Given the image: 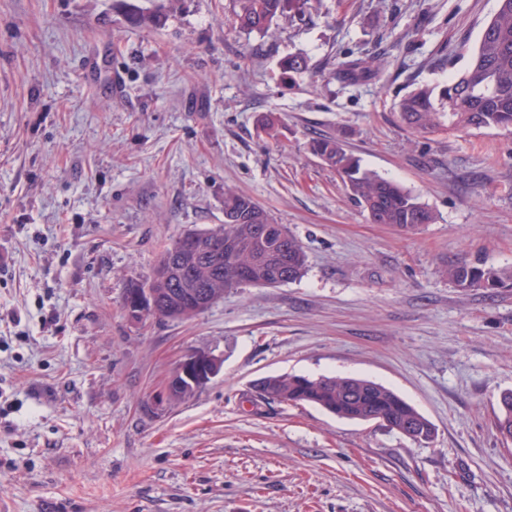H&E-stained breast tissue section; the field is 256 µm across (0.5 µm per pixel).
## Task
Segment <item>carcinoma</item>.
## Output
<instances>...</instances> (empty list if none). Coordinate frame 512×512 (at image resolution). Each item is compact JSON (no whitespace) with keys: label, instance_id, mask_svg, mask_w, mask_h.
<instances>
[{"label":"carcinoma","instance_id":"carcinoma-1","mask_svg":"<svg viewBox=\"0 0 512 512\" xmlns=\"http://www.w3.org/2000/svg\"><path fill=\"white\" fill-rule=\"evenodd\" d=\"M497 10L484 26L468 66L448 84H424L396 104L400 120L420 134L466 132L470 129L512 127V0H497ZM299 0H230L237 27L264 32L273 20ZM309 69L308 59L292 55L281 63L282 74L292 76ZM311 149L336 170L344 185L368 212L374 224H389L415 231L434 220L432 211L399 185L361 169L336 138H320ZM224 225L195 234L200 247L179 250L175 241L161 254L152 279L133 282L123 298L130 309L146 288L153 292L145 314L160 319H186L203 311L199 303L213 301L224 291L243 284L278 286L301 276L306 256L300 242L270 227L266 211L250 197L224 193ZM220 238L234 244L230 256L215 251L210 241ZM442 274L458 288L497 289L512 286V269L448 264ZM257 396L279 403L319 407L338 418L379 421L415 441L432 437L431 422L391 388L358 376L272 375L256 384ZM497 433L512 440V389L501 392L495 416Z\"/></svg>","mask_w":512,"mask_h":512}]
</instances>
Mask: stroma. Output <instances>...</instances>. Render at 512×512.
<instances>
[{
	"instance_id": "1",
	"label": "stroma",
	"mask_w": 512,
	"mask_h": 512,
	"mask_svg": "<svg viewBox=\"0 0 512 512\" xmlns=\"http://www.w3.org/2000/svg\"><path fill=\"white\" fill-rule=\"evenodd\" d=\"M158 5L0 0V512H512V288L440 273L512 266V131L419 134L394 109L466 68L497 0H306L250 34L229 0L133 21ZM291 54L309 69L284 81ZM321 137L433 222L371 223ZM228 189L300 241L302 277L132 320L129 283L222 225ZM197 352L219 373L157 403ZM282 374L381 383L434 436L256 400ZM442 274L458 288L497 289L512 286V269L487 268L470 266L465 263L448 264ZM497 433L505 440H512V389L501 392L495 416Z\"/></svg>"
}]
</instances>
